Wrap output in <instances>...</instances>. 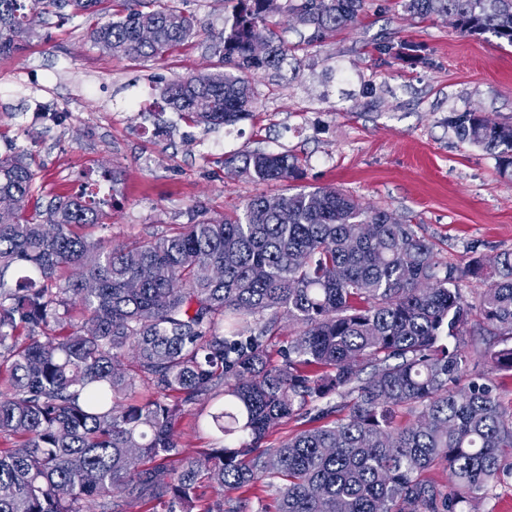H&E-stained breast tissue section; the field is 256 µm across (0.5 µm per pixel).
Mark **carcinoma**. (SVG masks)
<instances>
[{"label": "carcinoma", "mask_w": 512, "mask_h": 512, "mask_svg": "<svg viewBox=\"0 0 512 512\" xmlns=\"http://www.w3.org/2000/svg\"><path fill=\"white\" fill-rule=\"evenodd\" d=\"M112 0H0V55L30 38L28 11L108 13ZM221 69L168 82L185 119L234 125L256 111L247 74L281 68L288 48L266 24L285 13L306 45L357 26L366 0H225ZM122 0L92 29L109 54L158 57L198 34L177 0ZM512 46V0H408ZM457 137L512 168V121L448 117ZM224 165L256 181L299 171L288 153ZM23 155L0 158V512H248L230 496L263 482L254 512H461L512 475V403L490 375L512 372V250L466 270L381 208L332 187L250 199L233 217L114 244L84 196L31 202ZM482 277L478 305L460 279ZM79 308L82 318L73 314ZM489 337L467 351L471 310ZM295 336L271 360L282 320ZM487 370L460 385L471 354ZM155 397L136 398L138 383ZM224 399L209 422L219 447L187 454L175 424ZM406 410L410 419L396 422ZM306 428L276 447L270 430ZM450 471L451 485L428 473ZM216 498L205 501L206 490Z\"/></svg>", "instance_id": "cac0c4a2"}]
</instances>
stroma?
<instances>
[{
	"label": "stroma",
	"mask_w": 512,
	"mask_h": 512,
	"mask_svg": "<svg viewBox=\"0 0 512 512\" xmlns=\"http://www.w3.org/2000/svg\"><path fill=\"white\" fill-rule=\"evenodd\" d=\"M404 4L367 0L357 29L314 48L304 29L275 17L291 56L255 75L251 119L215 129L184 121L160 89L218 65L214 45L231 16L224 0H184L197 37L147 60L99 49L92 21L32 12L33 35L0 57V155L31 152L39 196L103 201L108 227L93 234L116 243L242 211L259 194L336 187L413 225L439 262L466 268L512 249V171L461 141L448 117L512 116V47L460 33L447 17L412 18ZM384 32L396 44L389 55L375 48ZM408 44L418 48L411 60ZM37 100L62 120H33ZM244 151L289 152L299 175L257 183L225 167Z\"/></svg>",
	"instance_id": "stroma-1"
}]
</instances>
